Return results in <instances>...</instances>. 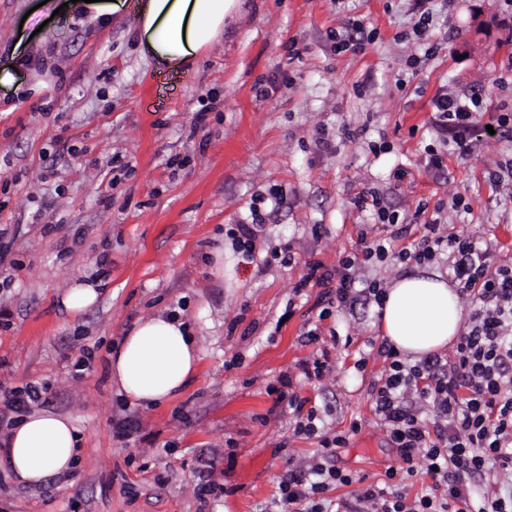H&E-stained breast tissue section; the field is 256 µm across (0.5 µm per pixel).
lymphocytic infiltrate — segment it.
Instances as JSON below:
<instances>
[{"instance_id": "f902f5d3", "label": "lymphocytic infiltrate", "mask_w": 512, "mask_h": 512, "mask_svg": "<svg viewBox=\"0 0 512 512\" xmlns=\"http://www.w3.org/2000/svg\"><path fill=\"white\" fill-rule=\"evenodd\" d=\"M434 126L441 138L467 151L479 131L474 97L438 96ZM448 255V271L471 304L469 322L452 355H429L408 365L384 344V374L370 388L375 413L398 449L403 465L387 472L392 488L358 485L356 477L329 466L344 434L320 437L322 462L311 473L289 470L279 484L288 512H332L325 494L349 486L364 512H512V494L484 495L475 489L490 470L512 478V266L495 264L479 239L468 232L437 235L428 225L414 248L397 258L424 262ZM384 240L366 247L362 257H344L336 270V304L353 307L382 302L377 282L363 274L365 262L384 261ZM433 415L424 424L422 410ZM431 478L429 494L407 503L404 483L417 473Z\"/></svg>"}]
</instances>
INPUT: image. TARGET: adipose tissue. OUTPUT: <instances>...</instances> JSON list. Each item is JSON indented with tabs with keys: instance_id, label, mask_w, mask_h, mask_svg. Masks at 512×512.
I'll return each mask as SVG.
<instances>
[{
	"instance_id": "1",
	"label": "adipose tissue",
	"mask_w": 512,
	"mask_h": 512,
	"mask_svg": "<svg viewBox=\"0 0 512 512\" xmlns=\"http://www.w3.org/2000/svg\"><path fill=\"white\" fill-rule=\"evenodd\" d=\"M239 0H142L137 7L140 52L159 70L179 71L204 54L224 33ZM379 329L388 343L421 358L455 340L462 311L455 291L439 275L395 281L380 309ZM119 388L139 405L169 401L198 369L200 351L183 321L153 316L130 328L109 356ZM80 453L70 417L50 411L26 414L0 441L13 476L29 485L69 472Z\"/></svg>"
}]
</instances>
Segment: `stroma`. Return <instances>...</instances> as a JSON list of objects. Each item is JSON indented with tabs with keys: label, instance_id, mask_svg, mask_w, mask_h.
Returning <instances> with one entry per match:
<instances>
[{
	"label": "stroma",
	"instance_id": "obj_1",
	"mask_svg": "<svg viewBox=\"0 0 512 512\" xmlns=\"http://www.w3.org/2000/svg\"><path fill=\"white\" fill-rule=\"evenodd\" d=\"M128 2L103 21L49 0L35 34L20 26L34 0H0V392L50 381L43 408L82 448L36 487L0 459V512H280L289 460L320 445L279 390L324 435L347 432L336 468L383 482L402 461L369 394L378 307L320 319L337 282L304 278L383 236L410 246L430 222L467 226L512 264V128L462 154L432 125L441 94L478 98L486 123L512 114V4L430 0L421 27L415 0H241L220 42L165 76ZM18 42L31 65L11 59ZM256 212L246 261L228 232ZM423 268L444 276L448 261L393 256L364 274L386 288ZM78 279L100 295L76 315L61 297ZM154 315L187 323L201 361L177 397L143 407L119 395L109 355ZM321 356L325 377L307 378ZM125 416L138 428L120 441Z\"/></svg>",
	"mask_w": 512,
	"mask_h": 512
}]
</instances>
